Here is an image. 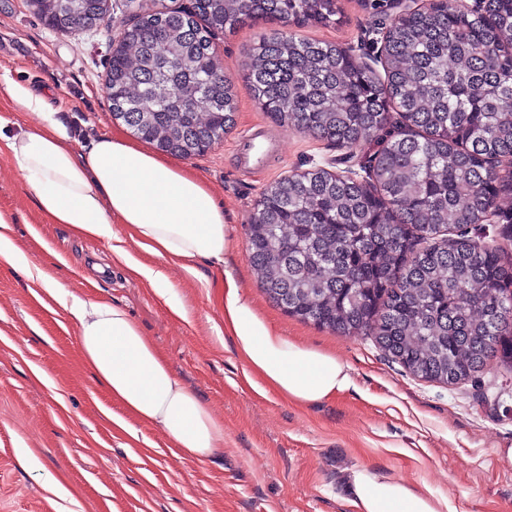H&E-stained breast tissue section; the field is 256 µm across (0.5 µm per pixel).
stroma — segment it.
I'll use <instances>...</instances> for the list:
<instances>
[{"mask_svg":"<svg viewBox=\"0 0 512 512\" xmlns=\"http://www.w3.org/2000/svg\"><path fill=\"white\" fill-rule=\"evenodd\" d=\"M338 0L341 21L307 26L306 39L333 42L363 60L379 49L382 28L398 15L390 0ZM109 0V25L91 34L49 30L25 0H0V77L40 92L74 134L76 150L123 130L105 84L110 45L129 19ZM272 26L256 23L216 37L214 48L236 87V124L203 155L183 160L224 206L229 240L224 267L202 262L198 276L124 244L137 261L162 269L182 297L186 318L172 315L109 244L79 238L38 212L22 179L0 157V216L31 260L76 296L124 308L168 360L175 375L224 422V446L210 458L179 455L159 429L112 418L122 408L84 366L76 326L34 294L19 271L0 265V512H63L44 486L56 477L76 512H357L346 490L351 471L428 486L456 512H512V365L490 359L455 385L410 374L370 335L340 336L288 316L263 291L250 260L247 226L262 190L314 168H358L378 148L354 155L311 133L278 125L256 102L241 71ZM251 131L268 154L241 168L239 139ZM231 272L259 315L280 335L336 355L350 387L335 398L300 404L253 375L224 334V316L206 279ZM28 454L34 468L18 460Z\"/></svg>","mask_w":512,"mask_h":512,"instance_id":"stroma-1","label":"stroma"}]
</instances>
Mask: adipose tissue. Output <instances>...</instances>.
Segmentation results:
<instances>
[{
	"label": "adipose tissue",
	"instance_id": "1",
	"mask_svg": "<svg viewBox=\"0 0 512 512\" xmlns=\"http://www.w3.org/2000/svg\"><path fill=\"white\" fill-rule=\"evenodd\" d=\"M14 110L33 112L32 131L9 132L0 123V156L32 193L40 213L73 234L118 242L124 224L148 252L194 271L197 262H224V210L191 170L120 135L94 139L77 152L67 128L47 112L43 96L7 80L0 83ZM0 261L38 284L41 298L61 307L77 325L80 354L95 382L141 423L161 429L177 450L205 459L224 445V423L173 373L158 348L122 308L74 296L20 249L0 225ZM224 333L247 366L278 393L301 403L326 400L350 384L336 355L312 351L275 332L242 295L232 275L218 284ZM349 491L358 512H447L430 489L353 471Z\"/></svg>",
	"mask_w": 512,
	"mask_h": 512
}]
</instances>
